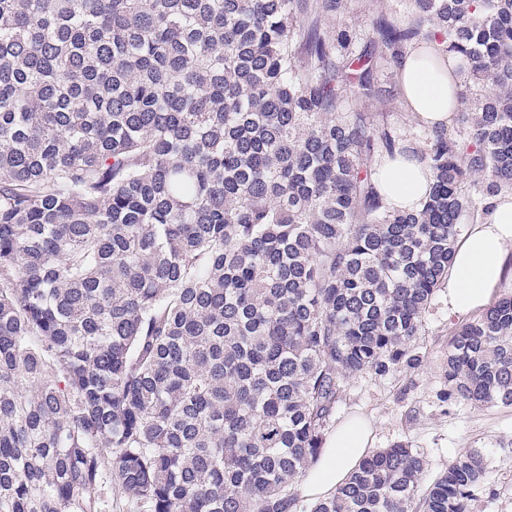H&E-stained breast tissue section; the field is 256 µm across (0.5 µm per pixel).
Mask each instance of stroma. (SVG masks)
<instances>
[{
  "mask_svg": "<svg viewBox=\"0 0 512 512\" xmlns=\"http://www.w3.org/2000/svg\"><path fill=\"white\" fill-rule=\"evenodd\" d=\"M461 321V316L449 314L445 291H438L420 340L426 352L423 366L388 378L365 374L350 380L331 423L336 426L354 417L369 419L374 427V447L409 443L427 460L431 478L444 471L458 453L479 450L501 496L494 505H477L476 512H512V409L460 405L445 412L436 400L448 335Z\"/></svg>",
  "mask_w": 512,
  "mask_h": 512,
  "instance_id": "obj_1",
  "label": "stroma"
}]
</instances>
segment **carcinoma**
<instances>
[{
	"label": "carcinoma",
	"mask_w": 512,
	"mask_h": 512,
	"mask_svg": "<svg viewBox=\"0 0 512 512\" xmlns=\"http://www.w3.org/2000/svg\"><path fill=\"white\" fill-rule=\"evenodd\" d=\"M0 0V512H474L484 455L405 442L312 502L349 380L416 370L464 212L512 189V0ZM460 55L462 130L348 112L377 49ZM420 156L414 211L373 164ZM439 405L512 408V296L454 327ZM407 0H353L352 8L345 14L341 22L350 26L362 28L364 14L387 13L388 17L395 21L404 20L407 15ZM365 11V13H364Z\"/></svg>",
	"instance_id": "obj_1"
}]
</instances>
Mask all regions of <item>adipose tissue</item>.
Masks as SVG:
<instances>
[{
	"label": "adipose tissue",
	"mask_w": 512,
	"mask_h": 512,
	"mask_svg": "<svg viewBox=\"0 0 512 512\" xmlns=\"http://www.w3.org/2000/svg\"><path fill=\"white\" fill-rule=\"evenodd\" d=\"M457 54L445 45L428 42L411 49L400 68L402 97L426 125L450 123L461 103ZM376 181L385 204L394 210L413 211L427 200L432 181L419 158L376 163ZM512 192L496 196L477 224L457 243L448 269V311L464 314L485 307L511 268ZM372 428L363 419L337 426L327 438L318 460L299 486L302 495L324 496L344 482L367 454Z\"/></svg>",
	"instance_id": "obj_1"
}]
</instances>
